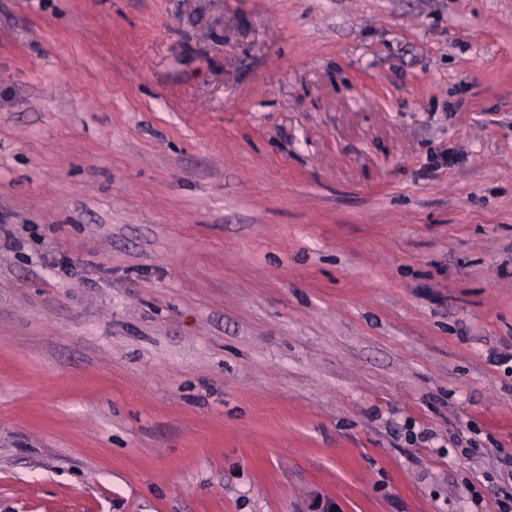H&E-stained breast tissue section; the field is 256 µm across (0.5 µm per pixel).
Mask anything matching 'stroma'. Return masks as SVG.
Returning <instances> with one entry per match:
<instances>
[{"mask_svg": "<svg viewBox=\"0 0 512 512\" xmlns=\"http://www.w3.org/2000/svg\"><path fill=\"white\" fill-rule=\"evenodd\" d=\"M512 512V0H0V512Z\"/></svg>", "mask_w": 512, "mask_h": 512, "instance_id": "stroma-1", "label": "stroma"}]
</instances>
